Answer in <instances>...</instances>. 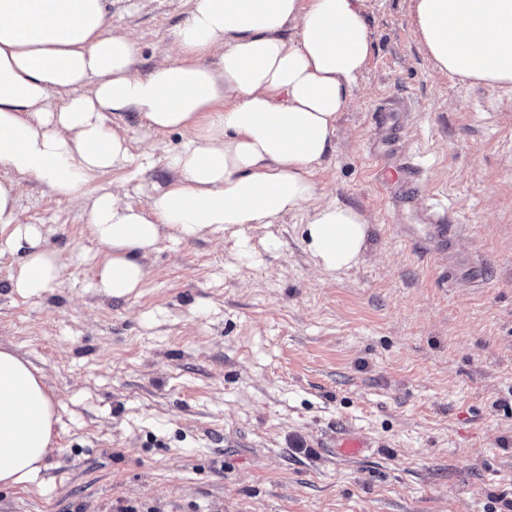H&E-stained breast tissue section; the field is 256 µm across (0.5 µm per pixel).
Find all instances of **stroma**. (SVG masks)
<instances>
[{"label": "stroma", "instance_id": "1", "mask_svg": "<svg viewBox=\"0 0 512 512\" xmlns=\"http://www.w3.org/2000/svg\"><path fill=\"white\" fill-rule=\"evenodd\" d=\"M414 0H368L373 43L314 180L370 222L343 274L305 251V214L249 259L208 237L162 240L139 294L94 286L105 249L82 211L31 177L19 220L44 227L64 268L40 299L14 293L0 256V346L17 349L58 399L57 436L33 486L0 489V512H512V88L436 72ZM187 0H112L135 74L176 61ZM408 103L398 132L374 111ZM142 181L167 185L185 135L115 116ZM419 161V208L448 209L450 239L411 244L399 198L371 173ZM372 442L336 462V430Z\"/></svg>", "mask_w": 512, "mask_h": 512}]
</instances>
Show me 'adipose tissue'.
<instances>
[{"label": "adipose tissue", "instance_id": "ef3b65f1", "mask_svg": "<svg viewBox=\"0 0 512 512\" xmlns=\"http://www.w3.org/2000/svg\"><path fill=\"white\" fill-rule=\"evenodd\" d=\"M178 59L146 76L136 43L108 29L110 0H0V256L18 255L12 290L38 298L63 265L44 227L18 221V180L76 201L105 250L96 286L125 298L166 238L243 239L306 212L305 249L323 273L358 264L369 221L319 202L315 164L371 54L366 0H188ZM415 32L441 73L512 87V0H414ZM215 56L216 67L199 65ZM131 111L155 133L188 130L166 157L174 179L145 205L121 201L99 177L125 174L135 192L153 155L112 124ZM58 422L43 375L0 346V486H30Z\"/></svg>", "mask_w": 512, "mask_h": 512}]
</instances>
